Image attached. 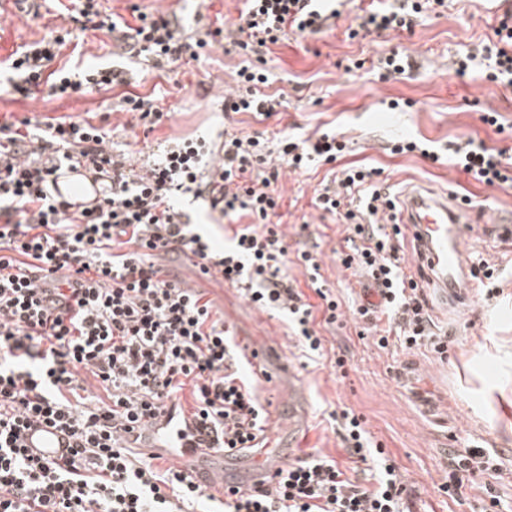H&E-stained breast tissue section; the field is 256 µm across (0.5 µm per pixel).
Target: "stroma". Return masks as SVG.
I'll list each match as a JSON object with an SVG mask.
<instances>
[{
	"label": "stroma",
	"mask_w": 512,
	"mask_h": 512,
	"mask_svg": "<svg viewBox=\"0 0 512 512\" xmlns=\"http://www.w3.org/2000/svg\"><path fill=\"white\" fill-rule=\"evenodd\" d=\"M393 5L394 0H349L323 33H295L272 46L264 91L282 95L285 106L260 121L222 107L224 96L237 88L238 71L257 62L256 54L236 45L243 0H104L108 12L130 24L135 11L159 8L175 14L188 35L223 27V41L205 57L184 60L171 70L149 68L127 44L101 31L88 33L75 50H64L54 62L58 68L68 60L88 67H122L132 81L130 89L155 95L171 119L150 129L119 111L125 90L120 86L60 99L43 85L22 94L6 84L0 86V121L79 116L97 124L110 116L116 127L115 151L128 153L137 167L158 160L165 141L172 139L209 140L229 130L267 138L274 146L282 136L300 143L328 130L347 145L337 166L376 169V185L398 191L411 183L449 189L481 202L489 216L511 213L512 190L484 186L448 161L434 162L417 152L396 154L392 147L412 139L438 151L450 139L471 138L512 159V84L485 80L488 63L479 58L466 72L457 70L460 58L493 38L512 11V0H429L412 30L348 38V30L368 7ZM70 25L54 0H0V61ZM392 52L407 55L410 66L386 77L377 59ZM488 112L495 113L497 125L484 123ZM327 173V165L313 161L305 169L283 173L276 185L286 220L297 227V240L321 253L322 281L341 302L342 324L322 331V357L301 358L282 317L254 308L220 275L202 274L194 256L162 252L156 263L168 278L198 289L213 303L240 348H267L258 396L268 413L270 447H291L296 458L317 448L346 462L330 414L348 408L363 416L373 441L394 458L406 480L410 512H481L484 485L499 499V512H512V252L504 253L476 231L466 240L473 258L506 271L504 297L459 311L447 308L436 289H428L436 328L449 335L446 357L425 347L410 352L397 346L379 349L372 337H359L352 321L353 307L364 299L360 277L334 260L344 228L314 205L315 191ZM489 336L501 345L492 356L483 349ZM337 357L344 359V367H334ZM292 384L305 392L301 405L288 402ZM292 421L303 436L293 447L288 444ZM475 447L498 454L501 475H463L454 500L439 493L437 487L448 474L449 449Z\"/></svg>",
	"instance_id": "stroma-1"
}]
</instances>
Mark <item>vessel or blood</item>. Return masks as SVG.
I'll return each mask as SVG.
<instances>
[{"mask_svg": "<svg viewBox=\"0 0 512 512\" xmlns=\"http://www.w3.org/2000/svg\"><path fill=\"white\" fill-rule=\"evenodd\" d=\"M400 220L409 235L418 236L421 253L417 264L430 272L429 284L437 286L449 306H465L479 298V284L472 276V263L463 246L464 235L475 219L470 210L449 191L422 194L411 185L398 199ZM70 436L47 424L32 425L25 433V446L39 458H58L66 454ZM142 445L156 454L185 462L191 474H198V462L212 458L210 439L192 420L177 415H160L153 426L142 432Z\"/></svg>", "mask_w": 512, "mask_h": 512, "instance_id": "1", "label": "vessel or blood"}]
</instances>
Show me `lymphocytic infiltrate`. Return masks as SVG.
Listing matches in <instances>:
<instances>
[{
	"label": "lymphocytic infiltrate",
	"mask_w": 512,
	"mask_h": 512,
	"mask_svg": "<svg viewBox=\"0 0 512 512\" xmlns=\"http://www.w3.org/2000/svg\"><path fill=\"white\" fill-rule=\"evenodd\" d=\"M68 11L90 30H123L158 68L199 59L223 34L218 27L187 39L160 10L138 13L135 25L123 27L100 0H70ZM419 11L418 0L408 8L370 9L360 28L408 30ZM328 19L315 0H245L240 47L258 53L283 41L288 29L321 32ZM495 35L480 50L490 63L488 77L512 82V23L501 20ZM73 37L62 28L12 53L6 67L18 79L17 91L45 84L62 98L126 85L114 67L53 68ZM238 77L225 109L262 119L278 113L282 100L259 90L264 74L244 68ZM343 149L329 132L308 150L285 139L276 152L261 137L228 133L207 150L170 142L161 162L136 168L113 154L108 124L71 116L0 124V512H196L205 485L176 467L159 468L130 439L135 427H148L163 412L182 413L186 391L193 419L218 448L265 442L267 413L232 332L202 293L163 278L151 256L192 254L201 270L220 274L255 308L282 316L303 356L321 353V330L338 321L339 303L320 286L308 300L289 278V264L316 274L322 259L292 248L276 184L283 170L303 169L313 155L334 163ZM448 158L486 186L512 188V164L474 140L449 143ZM77 168L98 183L94 206L74 204L56 190L59 178ZM373 176L364 167L341 169L316 197L317 207L345 227L337 264L367 277L380 298L359 305L354 317L379 348L396 343L445 354V338L434 330L401 249L396 198L375 187ZM188 193L228 217L224 247L193 231L178 205ZM84 372L103 397L82 395ZM35 422L70 434L66 455L46 460L28 453L24 431ZM336 422L348 459L373 461L371 484L353 480L344 464L317 450L251 488L225 487L221 512H405L404 477L373 444L362 416L345 409ZM499 470L485 449L455 450L440 489L452 497L461 474Z\"/></svg>",
	"instance_id": "obj_1"
}]
</instances>
